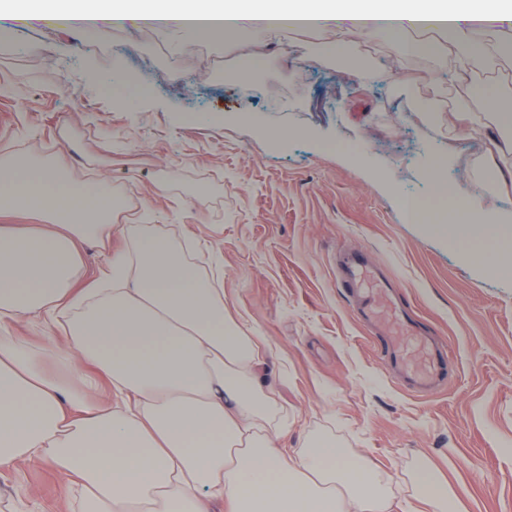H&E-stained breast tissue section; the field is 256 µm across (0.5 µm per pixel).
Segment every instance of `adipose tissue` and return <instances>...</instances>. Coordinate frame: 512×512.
<instances>
[{
  "label": "adipose tissue",
  "mask_w": 512,
  "mask_h": 512,
  "mask_svg": "<svg viewBox=\"0 0 512 512\" xmlns=\"http://www.w3.org/2000/svg\"><path fill=\"white\" fill-rule=\"evenodd\" d=\"M0 21L56 23L103 37L145 26L189 45L246 35L240 61L287 51L301 27L329 32L328 56L351 58L358 81L389 74L365 66L362 45L383 39L398 57H442L467 90L449 110L444 167L458 140L490 145L494 167L480 197L451 206L437 233L463 245L485 269L512 273V255L488 260L512 213V115L502 89L476 77L480 60L512 47V0H0ZM432 33L428 46L415 40ZM480 97L485 109L473 111ZM111 185L76 184L48 158L0 156V216L22 212L23 230L0 226V468L27 462L70 474L86 512H423L443 506L448 484L417 470V494L402 502L387 474L353 458L335 438L277 447L275 402L261 385L263 346L227 316L224 293L197 262L143 224ZM121 234L106 254L102 285L76 288L80 247ZM26 317L61 341L33 350L13 325ZM70 369L67 379L46 364ZM112 394L93 398L100 383Z\"/></svg>",
  "instance_id": "obj_1"
}]
</instances>
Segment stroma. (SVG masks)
Here are the masks:
<instances>
[{"label":"stroma","instance_id":"stroma-1","mask_svg":"<svg viewBox=\"0 0 512 512\" xmlns=\"http://www.w3.org/2000/svg\"><path fill=\"white\" fill-rule=\"evenodd\" d=\"M327 32L295 35V57L268 54L244 74L238 48L207 38L182 49L146 29L104 41L16 27L0 48V152L58 159L69 177L103 176L125 199L129 224H147L185 250L211 248L228 313L265 344L275 389L277 444L332 435L391 477L401 500L421 463L448 480L442 512H512V275L484 271L463 250L408 221L405 197L443 205L429 181L448 139L457 79L423 57L398 66L382 45L366 63L389 83L359 84L352 64L321 48ZM116 67L149 85L122 108L85 91L89 66ZM416 73L405 83L402 70ZM448 98L433 100L427 71ZM431 104L430 128L417 119ZM457 143L442 176L456 194L485 188ZM368 250L403 305L448 353L444 385L405 390L336 284L337 251ZM28 491L14 501L15 485ZM70 476L22 465L0 471V512H75Z\"/></svg>","mask_w":512,"mask_h":512}]
</instances>
